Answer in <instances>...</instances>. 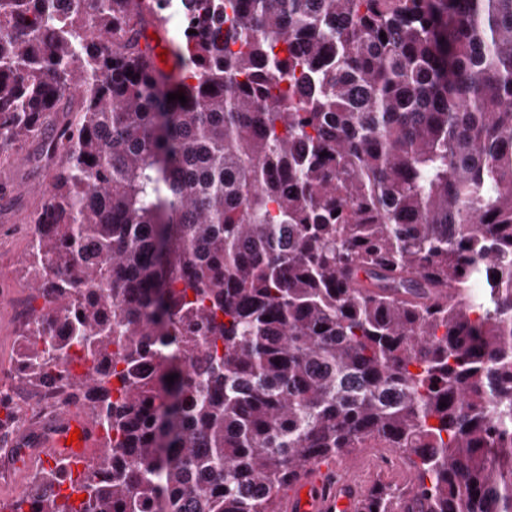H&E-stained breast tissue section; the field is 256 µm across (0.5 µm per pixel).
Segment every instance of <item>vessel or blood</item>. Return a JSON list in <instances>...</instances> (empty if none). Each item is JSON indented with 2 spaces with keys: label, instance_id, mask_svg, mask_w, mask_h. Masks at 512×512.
<instances>
[{
  "label": "vessel or blood",
  "instance_id": "1",
  "mask_svg": "<svg viewBox=\"0 0 512 512\" xmlns=\"http://www.w3.org/2000/svg\"><path fill=\"white\" fill-rule=\"evenodd\" d=\"M80 430L77 442H69L73 430ZM100 443L91 421L84 418H57L49 431L39 438L40 465L51 467L56 460H81ZM378 487L377 480L364 478L347 465L331 468L307 466L288 497L282 512H367V505Z\"/></svg>",
  "mask_w": 512,
  "mask_h": 512
}]
</instances>
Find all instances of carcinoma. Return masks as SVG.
Listing matches in <instances>:
<instances>
[{
  "label": "carcinoma",
  "mask_w": 512,
  "mask_h": 512,
  "mask_svg": "<svg viewBox=\"0 0 512 512\" xmlns=\"http://www.w3.org/2000/svg\"><path fill=\"white\" fill-rule=\"evenodd\" d=\"M69 10L0 0V161L56 164L19 382L63 375L104 450L0 512H280L365 448L409 512H512V0Z\"/></svg>",
  "instance_id": "obj_1"
}]
</instances>
